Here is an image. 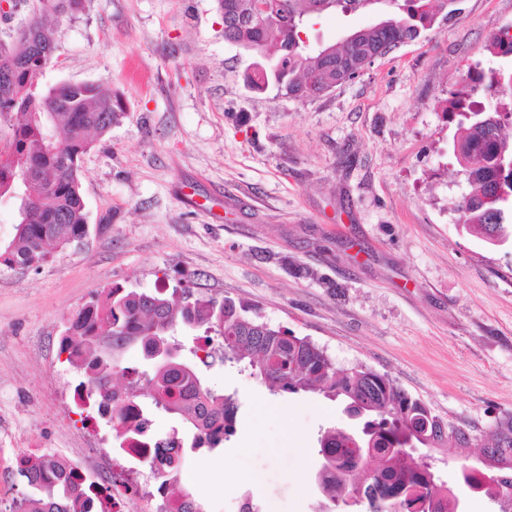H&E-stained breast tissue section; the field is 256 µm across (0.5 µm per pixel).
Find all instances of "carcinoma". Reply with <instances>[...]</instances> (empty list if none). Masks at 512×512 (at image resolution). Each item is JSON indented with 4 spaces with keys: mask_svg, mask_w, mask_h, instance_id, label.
Segmentation results:
<instances>
[{
    "mask_svg": "<svg viewBox=\"0 0 512 512\" xmlns=\"http://www.w3.org/2000/svg\"><path fill=\"white\" fill-rule=\"evenodd\" d=\"M453 0H279L277 12L252 17V0H216L224 17V37L263 62L266 73L253 80V90L273 85L294 98L305 97L309 79L340 82L343 76L367 60L375 61L394 47L413 40L429 29ZM86 0H35L31 16L9 44L0 42V116H15L10 139L0 149V201L17 206L15 235L0 245V266L38 267L48 261V247L65 248L87 235L85 204L81 192L80 161L92 132L104 133L126 115L121 97L106 83L60 84L47 93L39 90L46 68L56 59V46L44 28L49 14L74 16L85 9ZM376 8L388 19L354 31L355 37L335 45L329 54L304 47L301 33L315 17L340 11ZM488 51L512 61V40L493 36ZM512 82V70H470L450 93L447 111L459 116L453 138V155L468 163L463 170L468 193L458 206L462 224L472 236L482 235L490 225L512 224V183L504 196H487L486 183L498 163V149L505 161L512 160V139L500 135L512 127V87L499 90L498 76ZM492 92L488 106L475 104L478 88ZM35 181L27 186L23 175ZM245 309L231 299L215 298L190 288L171 293L129 291L112 286L77 310L69 319L60 352L73 369L75 391L83 404L97 409L111 424L118 449L125 451L132 440L150 437L148 417L134 427L124 421L116 394L132 391L146 396L151 405L186 421L192 430L190 448L210 450L224 444L235 431L238 399L233 394L207 386L197 368L184 363L176 368L155 364L151 372L124 366L119 370L124 384H111L112 357L102 351L106 340L112 350L139 346L143 355L171 343L173 329L180 325L204 333L203 343L191 350L208 359L235 363L261 378L275 393L319 392L341 400L363 420L361 437L373 441L348 468L322 469L318 483L331 501H366L367 512H460L459 493L439 481L431 464L414 456L405 440L414 427L424 433L413 441L423 446L437 444L457 448L473 446L480 453L512 458V416L500 419L481 441L469 443L464 427L455 429L432 413L422 401L411 397L395 381L368 368L338 370L324 351L287 330L274 329L244 315ZM352 431L333 428L319 439V453L340 458L351 454ZM184 440L174 432L162 438L157 454L147 458L157 490L174 495L177 512H205L190 492L178 485ZM17 475L24 486L8 512H111L101 489L88 483L70 464L57 456L27 454L17 461ZM502 481H489L482 472L463 469L461 487L490 498L512 503Z\"/></svg>",
    "mask_w": 512,
    "mask_h": 512,
    "instance_id": "1",
    "label": "carcinoma"
}]
</instances>
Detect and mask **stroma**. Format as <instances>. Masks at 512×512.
Instances as JSON below:
<instances>
[{
  "instance_id": "35a3bbf8",
  "label": "stroma",
  "mask_w": 512,
  "mask_h": 512,
  "mask_svg": "<svg viewBox=\"0 0 512 512\" xmlns=\"http://www.w3.org/2000/svg\"><path fill=\"white\" fill-rule=\"evenodd\" d=\"M377 19L329 13L306 36L328 45ZM511 27L512 0H455L354 80L294 99L247 88L252 59L225 41L215 0H87L50 18L57 61L41 89L106 82L128 114L81 159L88 236L39 268L0 267V504L17 496L16 459L30 450L90 460L91 482L115 463L149 477L77 406L59 349L71 314L114 285L232 299L477 434L512 415V242L463 229L445 110L470 65L500 66L486 46ZM203 379L240 399L223 447L184 451L182 484L207 512L247 498L259 512H356L314 483L320 432L356 425L342 402L276 395L229 365ZM416 453L453 488L482 466L475 448Z\"/></svg>"
}]
</instances>
